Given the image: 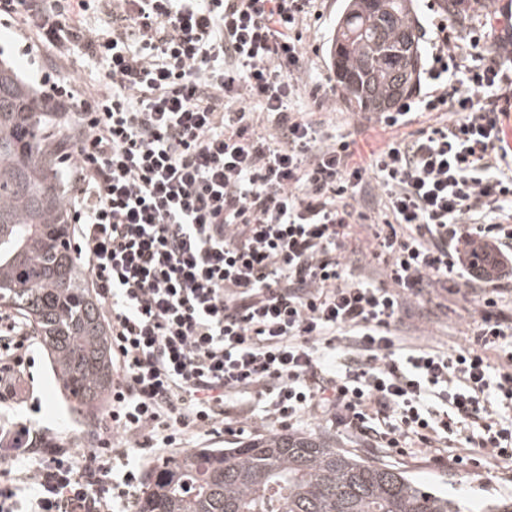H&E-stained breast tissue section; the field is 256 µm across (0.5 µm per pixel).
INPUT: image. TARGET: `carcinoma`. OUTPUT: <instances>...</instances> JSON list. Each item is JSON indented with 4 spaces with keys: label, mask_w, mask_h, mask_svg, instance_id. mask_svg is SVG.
I'll use <instances>...</instances> for the list:
<instances>
[{
    "label": "carcinoma",
    "mask_w": 512,
    "mask_h": 512,
    "mask_svg": "<svg viewBox=\"0 0 512 512\" xmlns=\"http://www.w3.org/2000/svg\"><path fill=\"white\" fill-rule=\"evenodd\" d=\"M413 0H348L329 55L360 112H387L422 63ZM37 92L0 59V307L22 315L46 348L72 408L86 414L112 387L111 349L77 255L64 248L61 150L73 119L34 108ZM136 512H470L401 471L359 458L330 436L297 432L235 448H195L151 471Z\"/></svg>",
    "instance_id": "1"
}]
</instances>
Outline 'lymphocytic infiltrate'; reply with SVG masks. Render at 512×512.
<instances>
[{
    "instance_id": "f902f5d3",
    "label": "lymphocytic infiltrate",
    "mask_w": 512,
    "mask_h": 512,
    "mask_svg": "<svg viewBox=\"0 0 512 512\" xmlns=\"http://www.w3.org/2000/svg\"><path fill=\"white\" fill-rule=\"evenodd\" d=\"M316 0H0L57 57L102 69L98 87L52 86L45 111L73 115L68 155L72 248L100 301L118 377L88 441L66 446L21 414L31 328L0 313V426L10 456L38 466L16 483L0 469V512H127L141 467L115 471L189 435L224 433L262 409L264 426L322 417L338 433L438 464L452 435L472 455L512 459V427L484 395L512 406V314L499 303L512 256V10L489 34L440 21L427 112L448 126L356 155L324 140L297 102L298 29ZM95 12L93 24L80 17ZM272 118L256 134V111ZM393 223L376 246L389 286L345 275L339 250L375 199ZM495 247V278L461 272V252ZM472 294L481 316L468 349H397V333L436 289ZM502 351L499 366L486 353Z\"/></svg>"
}]
</instances>
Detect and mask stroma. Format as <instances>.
I'll list each match as a JSON object with an SVG mask.
<instances>
[{"label":"stroma","instance_id":"obj_1","mask_svg":"<svg viewBox=\"0 0 512 512\" xmlns=\"http://www.w3.org/2000/svg\"><path fill=\"white\" fill-rule=\"evenodd\" d=\"M344 6V0H320L316 17L310 18L301 31L300 44L307 61V85L322 88L328 94L324 103L311 96L305 97L303 107L308 117L320 123L323 134L345 138L363 153L383 140L447 124L446 113L425 112L416 115L406 127L387 130L380 122L379 113L360 112L349 104L336 85L328 54ZM0 55L13 62L39 92L48 83L88 87L97 84L100 77L99 70L87 64L82 56L76 55L66 61L56 59L51 52L41 48L34 34L24 30L16 16H0ZM383 228V213L375 211L371 223L353 225L348 247L342 253L343 263L354 274L368 277L375 285L384 281L386 264L371 242L374 233ZM423 307L429 316L420 321H409L403 332L405 343L427 345L448 354L469 345L471 328L479 318V309L472 296L451 295L438 290L425 297ZM29 355L31 363L24 386L29 400L39 405L33 415L36 424L58 431L72 441H81L91 425L90 419L70 412L43 346L35 345ZM337 442L363 459L405 471L417 484L437 494L467 501L472 512H484L488 504L512 498V459L494 464H475L466 460L448 469L436 464L420 448H409L398 455L371 447L358 437L341 436Z\"/></svg>","mask_w":512,"mask_h":512}]
</instances>
